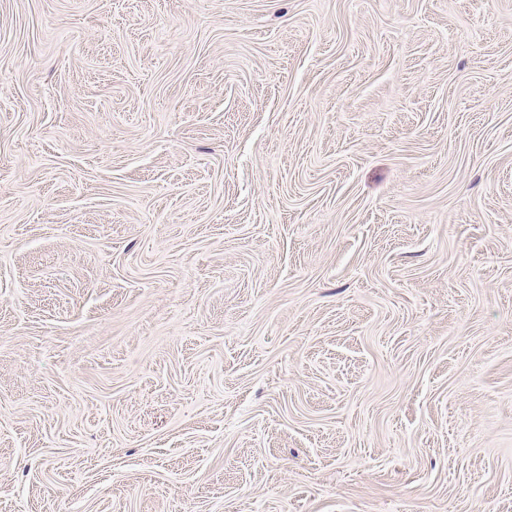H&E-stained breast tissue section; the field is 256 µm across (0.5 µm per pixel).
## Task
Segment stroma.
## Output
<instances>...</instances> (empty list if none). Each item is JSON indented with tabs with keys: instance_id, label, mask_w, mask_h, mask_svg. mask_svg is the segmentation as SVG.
Here are the masks:
<instances>
[{
	"instance_id": "35a3bbf8",
	"label": "stroma",
	"mask_w": 512,
	"mask_h": 512,
	"mask_svg": "<svg viewBox=\"0 0 512 512\" xmlns=\"http://www.w3.org/2000/svg\"><path fill=\"white\" fill-rule=\"evenodd\" d=\"M0 512H512V0H0Z\"/></svg>"
}]
</instances>
